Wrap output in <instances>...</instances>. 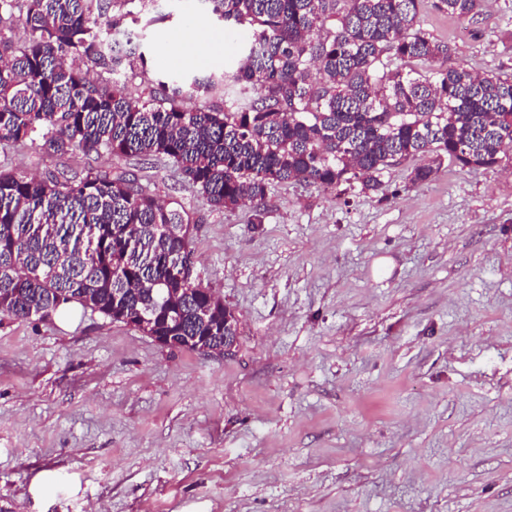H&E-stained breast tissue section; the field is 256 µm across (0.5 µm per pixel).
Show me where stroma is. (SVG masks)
Wrapping results in <instances>:
<instances>
[{
  "mask_svg": "<svg viewBox=\"0 0 512 512\" xmlns=\"http://www.w3.org/2000/svg\"><path fill=\"white\" fill-rule=\"evenodd\" d=\"M423 24L512 73V0ZM127 27L176 76L243 56L207 0ZM17 160L131 170L180 200L193 276L240 336L207 356L84 308L0 316V512H512V166L414 185L408 160L375 194L290 182L218 211L161 159Z\"/></svg>",
  "mask_w": 512,
  "mask_h": 512,
  "instance_id": "stroma-1",
  "label": "stroma"
}]
</instances>
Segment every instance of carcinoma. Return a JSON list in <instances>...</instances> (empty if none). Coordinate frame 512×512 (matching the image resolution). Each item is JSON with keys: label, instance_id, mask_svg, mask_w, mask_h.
I'll return each instance as SVG.
<instances>
[{"label": "carcinoma", "instance_id": "cac0c4a2", "mask_svg": "<svg viewBox=\"0 0 512 512\" xmlns=\"http://www.w3.org/2000/svg\"><path fill=\"white\" fill-rule=\"evenodd\" d=\"M207 2L244 32L245 61L187 81L150 74L144 53L124 49V19L154 0H0V149L164 157L218 211L259 206L290 181L377 192L417 157L414 184L446 160L512 165V74L455 62L421 24L430 6L471 21L484 0ZM16 28L21 40L5 36ZM193 97L204 102L184 107ZM190 223L132 171L0 164V315L78 303L117 322L118 304L161 313L182 350L220 354L239 324L224 328L220 296L173 275L192 255Z\"/></svg>", "mask_w": 512, "mask_h": 512}]
</instances>
